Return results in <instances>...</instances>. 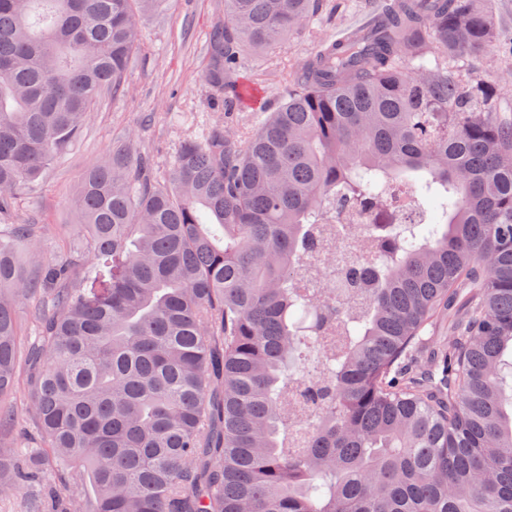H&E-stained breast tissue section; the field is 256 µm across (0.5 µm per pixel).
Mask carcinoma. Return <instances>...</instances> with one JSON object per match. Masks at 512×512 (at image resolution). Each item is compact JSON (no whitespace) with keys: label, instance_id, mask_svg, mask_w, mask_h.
<instances>
[{"label":"carcinoma","instance_id":"1","mask_svg":"<svg viewBox=\"0 0 512 512\" xmlns=\"http://www.w3.org/2000/svg\"><path fill=\"white\" fill-rule=\"evenodd\" d=\"M166 2L0 0V217L125 92ZM316 2L224 0L208 80L237 88L240 50ZM486 2L381 0L163 185L116 143L57 261L26 269L39 225L0 224V400L27 365L35 429L22 458L0 436L1 494L44 512L50 474L52 512H512V117L454 68L503 40ZM318 224L358 252L312 294Z\"/></svg>","mask_w":512,"mask_h":512}]
</instances>
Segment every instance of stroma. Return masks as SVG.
Masks as SVG:
<instances>
[{"label":"stroma","instance_id":"1","mask_svg":"<svg viewBox=\"0 0 512 512\" xmlns=\"http://www.w3.org/2000/svg\"><path fill=\"white\" fill-rule=\"evenodd\" d=\"M376 0H319L314 20L276 48L245 51L235 78L257 92L258 104L240 99L224 109V95L206 78L210 65V33L224 20V0H169L159 10L139 15L140 47L126 74V90L104 96L95 106L74 147L56 159L38 181L17 196L11 218L42 227L41 259L64 254L59 234L79 215L74 198L84 172L102 159L113 143L131 137L150 155L156 176L165 179L184 138H203L216 123L247 133L275 111L297 68L325 40H335L367 22ZM471 79L501 91L502 111L512 113V45L502 43L466 64Z\"/></svg>","mask_w":512,"mask_h":512}]
</instances>
